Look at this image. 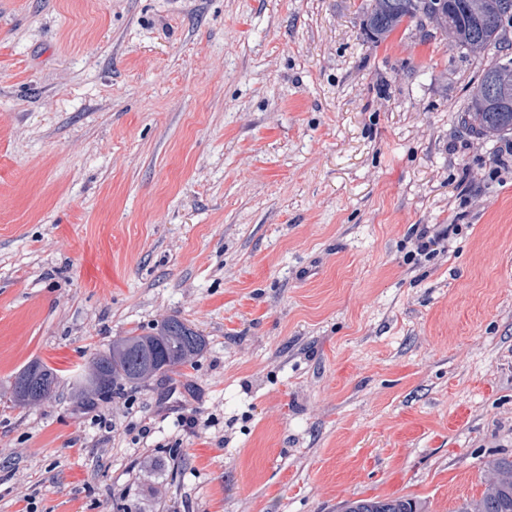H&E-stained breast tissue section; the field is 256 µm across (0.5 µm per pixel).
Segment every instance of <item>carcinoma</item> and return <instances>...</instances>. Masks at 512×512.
Returning <instances> with one entry per match:
<instances>
[{"label":"carcinoma","instance_id":"obj_1","mask_svg":"<svg viewBox=\"0 0 512 512\" xmlns=\"http://www.w3.org/2000/svg\"><path fill=\"white\" fill-rule=\"evenodd\" d=\"M434 20L451 34L456 46L485 59L461 120L480 138L512 135V58L502 49L512 42V0H372L364 25L374 42L384 40L401 23ZM206 347L203 336L176 316L165 318L153 331H134L112 342L108 351L91 360L85 391L103 399L121 381L139 382L166 376L192 363ZM58 384L57 371L41 362L28 364L13 384L14 402L37 405L49 399ZM484 489L477 499L465 501L458 512H512V459L486 461ZM344 512H425L424 505L405 497L378 496L346 502Z\"/></svg>","mask_w":512,"mask_h":512}]
</instances>
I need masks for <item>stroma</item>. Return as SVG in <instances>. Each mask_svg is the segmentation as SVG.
Returning <instances> with one entry per match:
<instances>
[{"instance_id": "stroma-1", "label": "stroma", "mask_w": 512, "mask_h": 512, "mask_svg": "<svg viewBox=\"0 0 512 512\" xmlns=\"http://www.w3.org/2000/svg\"><path fill=\"white\" fill-rule=\"evenodd\" d=\"M369 2L0 0V512H456L512 458V155ZM171 315L193 364L83 394ZM448 232L449 230L439 231L430 236V231L423 230L418 236L416 251L414 254H409L408 260H413L417 255L426 256L429 254H435L437 249L432 247L438 246L444 240L448 239ZM57 384V371L46 364L34 361L15 377L14 402L27 406L40 404L53 395ZM344 512H425L424 505L405 497L380 498L378 496L346 502Z\"/></svg>"}]
</instances>
